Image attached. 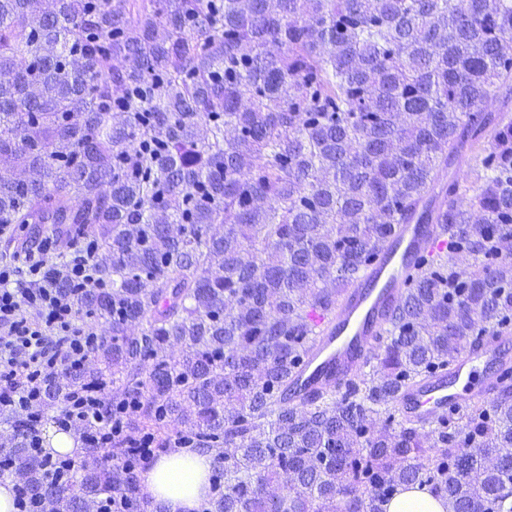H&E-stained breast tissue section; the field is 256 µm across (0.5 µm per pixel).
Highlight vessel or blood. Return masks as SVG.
Here are the masks:
<instances>
[{
    "label": "vessel or blood",
    "instance_id": "b4317fda",
    "mask_svg": "<svg viewBox=\"0 0 512 512\" xmlns=\"http://www.w3.org/2000/svg\"><path fill=\"white\" fill-rule=\"evenodd\" d=\"M448 242L436 224H399L381 253L359 272L332 315L311 313L314 340L293 373L287 396L295 403L342 383L369 365L390 325L411 274L423 258ZM512 366V339L490 338L460 353L447 368L411 384L400 394L404 417L434 422L449 409L489 397Z\"/></svg>",
    "mask_w": 512,
    "mask_h": 512
}]
</instances>
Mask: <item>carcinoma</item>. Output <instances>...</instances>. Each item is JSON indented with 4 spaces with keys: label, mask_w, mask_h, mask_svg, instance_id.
Wrapping results in <instances>:
<instances>
[{
    "label": "carcinoma",
    "mask_w": 512,
    "mask_h": 512,
    "mask_svg": "<svg viewBox=\"0 0 512 512\" xmlns=\"http://www.w3.org/2000/svg\"><path fill=\"white\" fill-rule=\"evenodd\" d=\"M465 157L473 190L447 178ZM511 192L512 0H0V225L94 237L104 287L76 304L111 320L101 366L44 405L107 382L155 450L214 449L205 512H384L415 487L512 512L491 466L512 456V380L433 424L396 408L463 343L512 333ZM413 223L449 252L415 274L374 373L286 402L310 313ZM86 455L75 485L23 438L8 461L35 512L115 490L154 512L139 460Z\"/></svg>",
    "instance_id": "cac0c4a2"
}]
</instances>
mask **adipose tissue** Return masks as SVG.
I'll use <instances>...</instances> for the list:
<instances>
[{
    "label": "adipose tissue",
    "mask_w": 512,
    "mask_h": 512,
    "mask_svg": "<svg viewBox=\"0 0 512 512\" xmlns=\"http://www.w3.org/2000/svg\"><path fill=\"white\" fill-rule=\"evenodd\" d=\"M211 453L188 448L160 455L141 474V485L162 512H198L209 492Z\"/></svg>",
    "instance_id": "adipose-tissue-1"
}]
</instances>
